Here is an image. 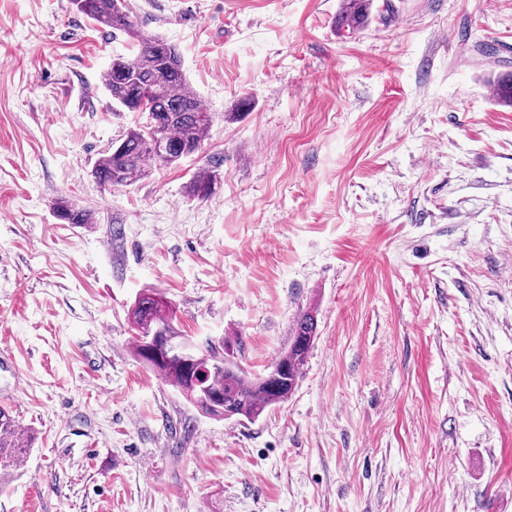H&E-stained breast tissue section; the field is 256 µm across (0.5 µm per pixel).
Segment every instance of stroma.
I'll return each instance as SVG.
<instances>
[{"label": "stroma", "instance_id": "obj_1", "mask_svg": "<svg viewBox=\"0 0 512 512\" xmlns=\"http://www.w3.org/2000/svg\"><path fill=\"white\" fill-rule=\"evenodd\" d=\"M127 4L215 119L113 188L127 38L0 0V391L32 437L0 512H512V0H374L353 35L340 0ZM147 289L254 375L314 311L293 394L199 413L134 353Z\"/></svg>", "mask_w": 512, "mask_h": 512}]
</instances>
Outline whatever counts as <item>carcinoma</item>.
Wrapping results in <instances>:
<instances>
[{"mask_svg": "<svg viewBox=\"0 0 512 512\" xmlns=\"http://www.w3.org/2000/svg\"><path fill=\"white\" fill-rule=\"evenodd\" d=\"M76 11L112 34L126 35L135 51L117 54L105 71V89L112 106L129 112L139 111L145 102L147 122L126 132L96 162L92 170L101 185L127 187L145 178L152 169L176 165L198 153L214 122L210 112L191 88L181 64L178 48L159 35L142 32L130 15L126 0H72ZM373 0H343L338 26L353 32L368 23ZM497 99L512 105V75L497 78ZM213 175L199 173L192 192L206 196ZM57 217L68 224H90L93 217L65 200L55 207ZM167 303L158 293L144 291L131 309L134 325L133 348L136 356L176 388L194 406L207 394L222 401L235 416L257 420L268 408L288 400L314 339L316 319L305 312L296 322L295 335L284 353L274 362L283 369L278 377L264 380L251 377L224 357L212 342L188 354H175L159 347L151 352L140 334L161 339L179 338L175 316L162 312ZM25 451L22 435L14 418L0 408V469L17 465Z\"/></svg>", "mask_w": 512, "mask_h": 512, "instance_id": "carcinoma-1", "label": "carcinoma"}]
</instances>
